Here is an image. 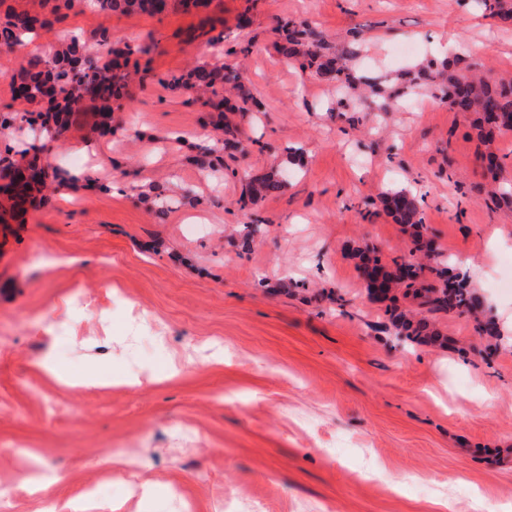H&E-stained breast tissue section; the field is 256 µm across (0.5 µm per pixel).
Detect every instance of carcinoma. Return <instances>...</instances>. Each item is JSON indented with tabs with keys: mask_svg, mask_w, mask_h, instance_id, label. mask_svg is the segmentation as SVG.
Masks as SVG:
<instances>
[{
	"mask_svg": "<svg viewBox=\"0 0 512 512\" xmlns=\"http://www.w3.org/2000/svg\"><path fill=\"white\" fill-rule=\"evenodd\" d=\"M485 16L503 22L512 21V0H474ZM211 0H95V5L104 13H138L149 16L160 15L170 9L184 12L209 8ZM70 7V0H61L47 17L27 8L24 0L0 14V46L15 48L22 45L23 38L54 24L61 8ZM286 42L287 55L301 57L316 72L330 81L336 88L349 91L359 85L351 75L346 57L329 52L325 38L310 28L287 22L281 26ZM99 41L109 45L107 56H94L80 38L73 37L59 49L52 61L31 62L10 77L13 100L27 108H7L0 111V128L15 129L23 124L30 131L29 138H58L64 135L71 116L91 108L101 118H109L114 104L123 97L129 79L132 57L147 55L148 44L133 45L123 39H112L107 30L99 33ZM457 56L440 62L430 60L415 72L404 74L402 86L393 89L388 97L401 96L424 84L434 88V96L454 112H473L477 115L474 128L483 143L495 133L504 130L512 120V80L490 82L469 73L470 66L462 65ZM169 86L183 88L196 93L193 102L208 112L224 116V86L242 89V76L234 69H224L217 64L202 63L179 75L167 79ZM40 148L27 142L16 148L0 152V175H15L32 169V181H24L4 193L0 192V224L8 228L9 220L22 210L35 190L49 181L59 180V172L51 164L37 161ZM284 179L272 174L260 181L239 199L240 209L248 210L266 195L280 191ZM491 203L500 207L512 206V185L498 186L489 191ZM383 211L397 224L411 230L413 247L408 255L393 259L395 268L408 267L412 276L400 281L402 296L430 313H455L459 316L475 314L480 308L479 299L466 288L465 277L457 274L448 277L441 254H427V262L416 260L415 252L425 248V228L419 200L405 190H387L379 195ZM387 312L398 339L406 342L425 343L439 339V333L430 328L426 319L416 318L413 311L398 306H388Z\"/></svg>",
	"mask_w": 512,
	"mask_h": 512,
	"instance_id": "1",
	"label": "carcinoma"
}]
</instances>
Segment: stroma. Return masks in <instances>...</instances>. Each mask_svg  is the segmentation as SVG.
I'll return each instance as SVG.
<instances>
[{
  "instance_id": "35a3bbf8",
  "label": "stroma",
  "mask_w": 512,
  "mask_h": 512,
  "mask_svg": "<svg viewBox=\"0 0 512 512\" xmlns=\"http://www.w3.org/2000/svg\"><path fill=\"white\" fill-rule=\"evenodd\" d=\"M92 2L74 0L35 52L0 50L1 109L11 75L50 58L60 33L152 45L111 134L81 116L43 155L90 181L46 189L0 237V482L32 461L64 473L0 512H428L439 498L447 512H512V289L495 287L512 275V207L482 194L484 151L512 177V131L481 145L473 114L426 89L421 110H346L278 34L310 24L331 52L353 51L358 78L457 55L498 81L512 80V25L470 0H213L155 17ZM216 51L260 110L230 112L251 143L211 168L201 148L220 132L166 80ZM272 170L283 190L241 210ZM391 188L416 192L427 239L468 269L498 348L442 313V342L397 340L352 255L407 254L379 205ZM48 355L69 377L95 366L114 383L64 389L35 366Z\"/></svg>"
}]
</instances>
